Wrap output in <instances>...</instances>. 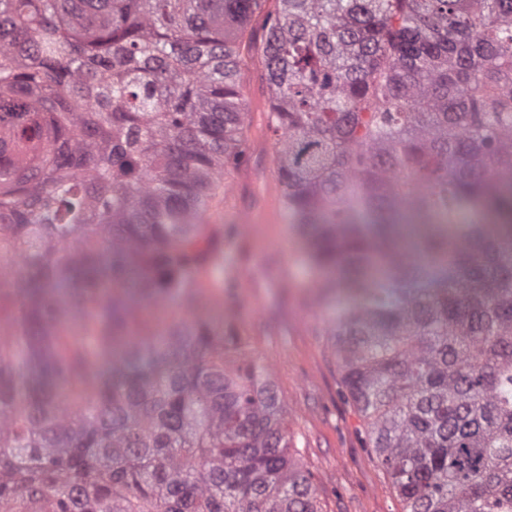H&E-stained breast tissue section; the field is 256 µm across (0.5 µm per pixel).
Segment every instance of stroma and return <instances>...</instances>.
Masks as SVG:
<instances>
[{
  "label": "stroma",
  "mask_w": 512,
  "mask_h": 512,
  "mask_svg": "<svg viewBox=\"0 0 512 512\" xmlns=\"http://www.w3.org/2000/svg\"><path fill=\"white\" fill-rule=\"evenodd\" d=\"M260 74V65H253L242 86L253 166L228 176L224 201L214 209L225 238L233 242L236 266L224 280L223 302L245 327L249 352L278 384L324 512H400L402 504L341 392L337 360L315 332L313 274L294 254L292 226L283 216L270 215L256 191L277 180V136L265 131L267 88ZM249 214L260 216V223H244Z\"/></svg>",
  "instance_id": "stroma-1"
}]
</instances>
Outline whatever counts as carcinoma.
<instances>
[{"label": "carcinoma", "mask_w": 512, "mask_h": 512, "mask_svg": "<svg viewBox=\"0 0 512 512\" xmlns=\"http://www.w3.org/2000/svg\"><path fill=\"white\" fill-rule=\"evenodd\" d=\"M319 335L402 512H512V0H0V512H322L203 278L244 33Z\"/></svg>", "instance_id": "cac0c4a2"}]
</instances>
